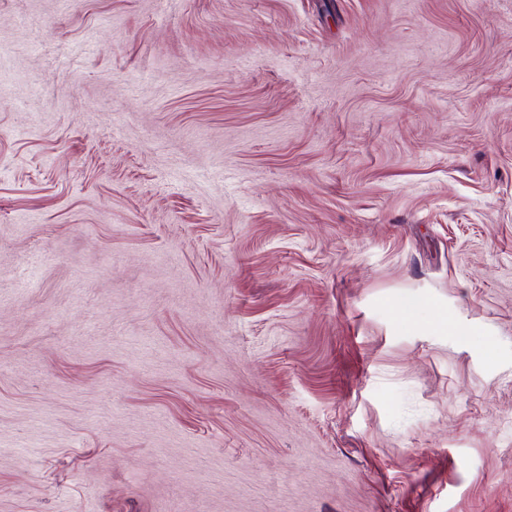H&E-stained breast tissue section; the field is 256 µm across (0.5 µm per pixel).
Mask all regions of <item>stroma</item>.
<instances>
[{"label":"stroma","instance_id":"stroma-1","mask_svg":"<svg viewBox=\"0 0 512 512\" xmlns=\"http://www.w3.org/2000/svg\"><path fill=\"white\" fill-rule=\"evenodd\" d=\"M0 512H512V0H0Z\"/></svg>","mask_w":512,"mask_h":512}]
</instances>
